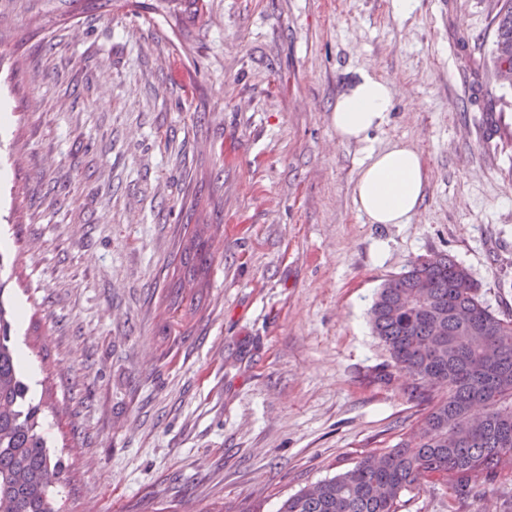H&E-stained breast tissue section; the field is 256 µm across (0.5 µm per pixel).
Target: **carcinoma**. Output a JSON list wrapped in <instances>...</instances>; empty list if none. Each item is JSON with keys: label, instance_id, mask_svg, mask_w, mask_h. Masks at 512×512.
Returning <instances> with one entry per match:
<instances>
[{"label": "carcinoma", "instance_id": "obj_1", "mask_svg": "<svg viewBox=\"0 0 512 512\" xmlns=\"http://www.w3.org/2000/svg\"><path fill=\"white\" fill-rule=\"evenodd\" d=\"M494 66L512 65V0H497ZM213 261L211 238L199 225L186 231L169 288L177 334L183 301L196 312L195 289ZM430 302L415 301L417 285ZM373 333L389 353L379 373H398L410 397L427 404L417 428L388 451L369 454L353 468L288 496L279 512H399L406 491L438 485L454 496L476 481L512 476V315L493 311L468 269L448 255L419 256L386 279L370 309ZM11 342V322L0 303V512H55L49 488L62 476L40 430V405Z\"/></svg>", "mask_w": 512, "mask_h": 512}]
</instances>
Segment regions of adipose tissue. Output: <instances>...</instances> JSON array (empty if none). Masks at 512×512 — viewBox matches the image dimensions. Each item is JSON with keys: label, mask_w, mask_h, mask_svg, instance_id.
I'll return each instance as SVG.
<instances>
[{"label": "adipose tissue", "mask_w": 512, "mask_h": 512, "mask_svg": "<svg viewBox=\"0 0 512 512\" xmlns=\"http://www.w3.org/2000/svg\"><path fill=\"white\" fill-rule=\"evenodd\" d=\"M393 107L388 84L361 75L336 100L332 123L346 142L367 140L379 129ZM427 174L420 154L410 145L396 142L370 151L355 181L353 201L372 224H407L424 198Z\"/></svg>", "instance_id": "obj_1"}]
</instances>
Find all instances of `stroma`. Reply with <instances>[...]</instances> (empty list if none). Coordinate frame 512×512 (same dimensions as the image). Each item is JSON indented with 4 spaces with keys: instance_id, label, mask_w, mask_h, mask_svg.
I'll return each instance as SVG.
<instances>
[{
    "instance_id": "stroma-1",
    "label": "stroma",
    "mask_w": 512,
    "mask_h": 512,
    "mask_svg": "<svg viewBox=\"0 0 512 512\" xmlns=\"http://www.w3.org/2000/svg\"><path fill=\"white\" fill-rule=\"evenodd\" d=\"M0 0V303L22 317L59 512H277L395 445L426 413L368 312L420 255L461 262L512 312V86L496 0ZM394 106L341 141L361 74ZM418 151L408 224H371L367 149ZM214 224L202 308L163 336L186 225ZM401 512H512V480Z\"/></svg>"
}]
</instances>
